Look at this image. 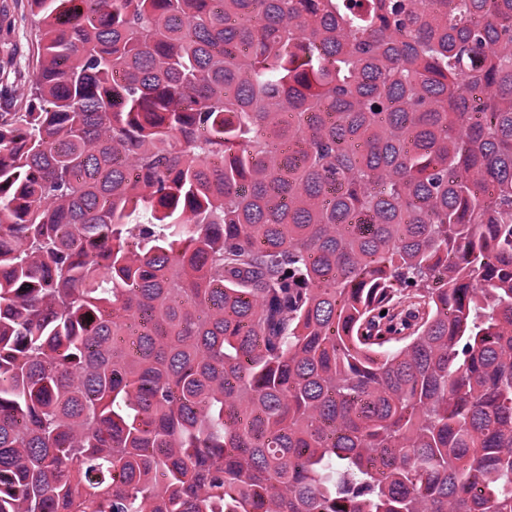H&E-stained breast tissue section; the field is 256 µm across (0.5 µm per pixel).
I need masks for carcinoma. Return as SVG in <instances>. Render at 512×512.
Segmentation results:
<instances>
[{"label": "carcinoma", "instance_id": "obj_1", "mask_svg": "<svg viewBox=\"0 0 512 512\" xmlns=\"http://www.w3.org/2000/svg\"><path fill=\"white\" fill-rule=\"evenodd\" d=\"M26 7L0 512H512V0Z\"/></svg>", "mask_w": 512, "mask_h": 512}]
</instances>
